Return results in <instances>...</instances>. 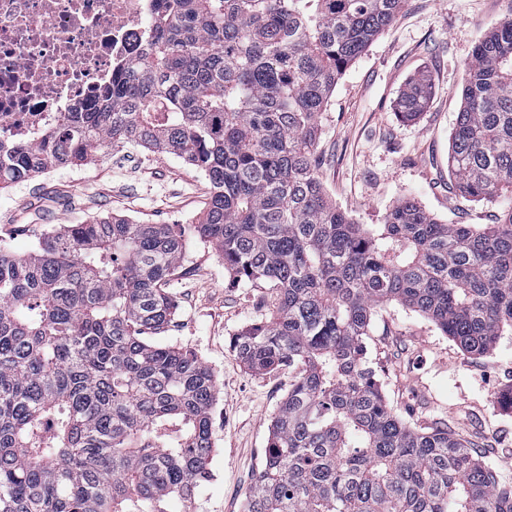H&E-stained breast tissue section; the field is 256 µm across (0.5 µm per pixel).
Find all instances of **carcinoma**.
<instances>
[{"label":"carcinoma","instance_id":"obj_1","mask_svg":"<svg viewBox=\"0 0 512 512\" xmlns=\"http://www.w3.org/2000/svg\"><path fill=\"white\" fill-rule=\"evenodd\" d=\"M405 0H155L145 50L31 144L0 131V189L103 148L174 154L210 196L190 230L229 282L276 289L233 339L252 371L295 373L245 512H512L501 482L444 427L388 406L366 356L396 302L469 353L512 332V13L466 67L448 170L495 224H445L411 198L366 228L319 178L318 115ZM434 87L419 75L407 121ZM169 224L64 225L29 251L0 245V512H175L209 477L213 370L149 342L175 313L184 253Z\"/></svg>","mask_w":512,"mask_h":512}]
</instances>
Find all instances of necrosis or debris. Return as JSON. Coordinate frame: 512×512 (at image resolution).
Segmentation results:
<instances>
[{
	"instance_id": "1",
	"label": "necrosis or debris",
	"mask_w": 512,
	"mask_h": 512,
	"mask_svg": "<svg viewBox=\"0 0 512 512\" xmlns=\"http://www.w3.org/2000/svg\"><path fill=\"white\" fill-rule=\"evenodd\" d=\"M150 0H0V126L79 112L145 46Z\"/></svg>"
}]
</instances>
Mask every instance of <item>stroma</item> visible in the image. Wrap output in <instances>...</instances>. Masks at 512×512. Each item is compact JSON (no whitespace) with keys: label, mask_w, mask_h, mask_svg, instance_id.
Listing matches in <instances>:
<instances>
[{"label":"stroma","mask_w":512,"mask_h":512,"mask_svg":"<svg viewBox=\"0 0 512 512\" xmlns=\"http://www.w3.org/2000/svg\"><path fill=\"white\" fill-rule=\"evenodd\" d=\"M512 0H407L338 81L318 121L316 153L330 200L355 223L379 224L402 198L448 224L495 223L496 202L467 201L450 189L448 153L460 107L465 66L474 46ZM434 93L413 122L395 101L414 75ZM209 183L182 158L141 147L96 161L48 170L34 182L0 190V240L28 251L47 229L104 216L147 224L197 223ZM209 243L185 238L179 267L166 288L177 310L159 342L193 350L214 371L211 478L187 512H243L265 460L271 420L294 374L248 370L231 340L269 318V285L232 288ZM388 405L411 425L455 431L503 482L512 484V335L491 354L471 356L429 319L391 303L376 310L365 339Z\"/></svg>","instance_id":"1"}]
</instances>
